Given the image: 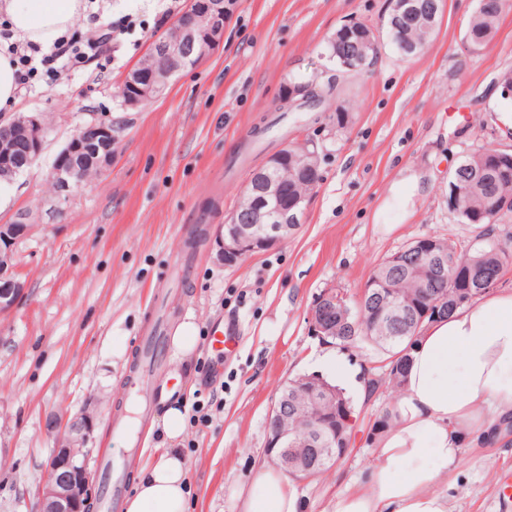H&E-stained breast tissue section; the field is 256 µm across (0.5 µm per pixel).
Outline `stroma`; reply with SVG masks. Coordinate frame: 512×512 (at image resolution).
Masks as SVG:
<instances>
[{
    "label": "stroma",
    "instance_id": "35a3bbf8",
    "mask_svg": "<svg viewBox=\"0 0 512 512\" xmlns=\"http://www.w3.org/2000/svg\"><path fill=\"white\" fill-rule=\"evenodd\" d=\"M188 0H94L101 21L132 15L144 28L114 41L82 74L39 76L14 114L40 112L52 127L30 168L0 185V224L26 215L32 234L15 247L26 292L0 314V512H37L52 419L92 414V472L103 458L136 475L167 447L155 406L144 453L129 460L112 432L125 405L124 379L153 318L201 332L232 329L238 342L214 355L169 349L165 374L183 382L184 406L201 400L209 420L187 424L180 443L193 488L191 512H234L235 490L265 462L269 409L299 373L337 378L358 360L320 346L307 329L325 288L360 294L373 268L423 235L464 243L471 225L449 212L448 175L471 149L512 152V102L501 73L512 70V12L494 39L473 50L466 33L476 0H446L432 42L402 58L386 30L388 0H233L219 46L173 77L167 94L128 108L117 96L129 69ZM370 24L380 43L363 75L339 74L321 111L282 112L291 83L324 75L322 52L344 21ZM352 112L329 132L336 109ZM111 124L112 164L98 180L57 195L51 170L84 122ZM318 140L322 181L287 242L233 266L217 256L218 234L250 171L293 137ZM203 243L189 249L193 233ZM333 364H323V357ZM352 452L318 481H294L299 512H336L338 495L363 486L374 446L369 426L384 399L355 398ZM452 512H512V432L462 449L448 476Z\"/></svg>",
    "mask_w": 512,
    "mask_h": 512
}]
</instances>
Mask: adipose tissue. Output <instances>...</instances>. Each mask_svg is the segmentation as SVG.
<instances>
[{"mask_svg": "<svg viewBox=\"0 0 512 512\" xmlns=\"http://www.w3.org/2000/svg\"><path fill=\"white\" fill-rule=\"evenodd\" d=\"M83 0H0L16 39L49 48L69 32ZM512 417V290L484 294L427 324L415 348L392 426L378 439L363 489L338 497L336 512H450L442 484L462 448ZM170 442L145 467L125 512H188L191 489L177 449L185 420L167 407ZM238 512H297L290 476L263 464L237 494Z\"/></svg>", "mask_w": 512, "mask_h": 512, "instance_id": "obj_1", "label": "adipose tissue"}]
</instances>
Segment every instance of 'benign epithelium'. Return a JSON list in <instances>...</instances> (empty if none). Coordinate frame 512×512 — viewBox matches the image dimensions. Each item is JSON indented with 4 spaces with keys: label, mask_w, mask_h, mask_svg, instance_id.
Instances as JSON below:
<instances>
[{
    "label": "benign epithelium",
    "mask_w": 512,
    "mask_h": 512,
    "mask_svg": "<svg viewBox=\"0 0 512 512\" xmlns=\"http://www.w3.org/2000/svg\"><path fill=\"white\" fill-rule=\"evenodd\" d=\"M232 13V0H190L177 18L180 36L177 40H161L155 44L158 60L153 70L132 69L126 75L119 94L126 105L135 107L145 97H157L168 86L172 75L192 64L196 47L202 40L214 46L224 36V24ZM46 122L42 114L18 115L0 126V167L16 170L13 157L20 151L30 164L42 152ZM112 128L90 121L80 126L65 144L56 160L52 181L59 193L71 185L82 183L83 173L92 167H108L112 163ZM306 205L300 199L291 205L273 209L255 207L253 224H226L218 240L219 257L227 262L240 260L253 252L288 239L302 223ZM32 225L20 218L0 224V314L10 311L23 296L25 284L17 276L13 248L27 236ZM371 294L376 304L375 319L386 321L396 332L407 322L402 304L384 297L375 289L363 288L361 295ZM336 289L325 288L310 308L308 333L322 345H333L329 336L336 333L332 324L336 312ZM336 403L335 391L317 377L311 383L296 377L288 380L268 412L267 456L288 474L298 479L312 477L311 468L298 465L308 456L313 461L328 460L340 464L351 451V442L341 448H325L328 434L336 433V413L323 416L308 435L288 429V414L312 410L317 402ZM56 446L46 460V480L39 492V512H88L93 486L90 459L93 449L87 447L90 423L80 417H56L50 424Z\"/></svg>",
    "instance_id": "7a95c632"
}]
</instances>
